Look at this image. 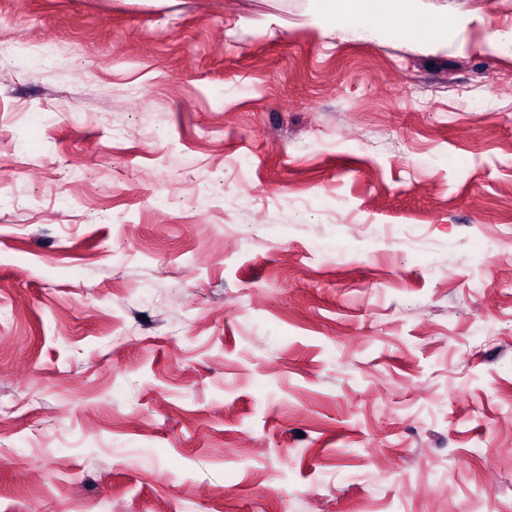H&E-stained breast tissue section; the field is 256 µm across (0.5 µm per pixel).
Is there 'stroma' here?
Returning a JSON list of instances; mask_svg holds the SVG:
<instances>
[{
  "label": "stroma",
  "instance_id": "obj_1",
  "mask_svg": "<svg viewBox=\"0 0 512 512\" xmlns=\"http://www.w3.org/2000/svg\"><path fill=\"white\" fill-rule=\"evenodd\" d=\"M313 6L0 0V512H512V0ZM320 11L326 17H338L363 31L374 33L392 26L406 34L429 39L436 32L452 26L455 20L442 16L418 25L415 18L416 0H320Z\"/></svg>",
  "mask_w": 512,
  "mask_h": 512
}]
</instances>
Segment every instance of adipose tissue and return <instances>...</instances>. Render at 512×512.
<instances>
[{
    "label": "adipose tissue",
    "mask_w": 512,
    "mask_h": 512,
    "mask_svg": "<svg viewBox=\"0 0 512 512\" xmlns=\"http://www.w3.org/2000/svg\"><path fill=\"white\" fill-rule=\"evenodd\" d=\"M415 3L416 0H320V11L325 17L342 18L371 33L394 26L420 39L431 38L451 26V19L445 16L417 24Z\"/></svg>",
    "instance_id": "obj_1"
}]
</instances>
